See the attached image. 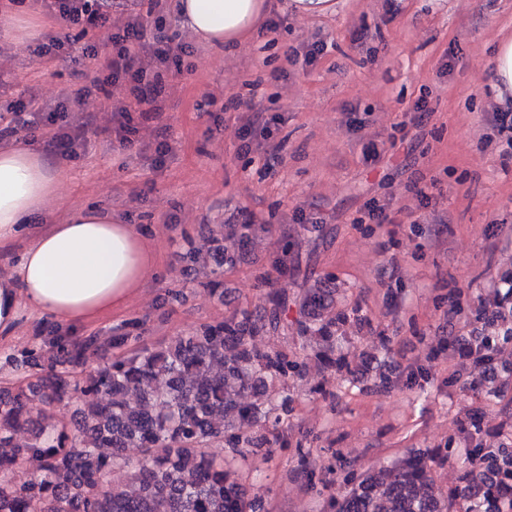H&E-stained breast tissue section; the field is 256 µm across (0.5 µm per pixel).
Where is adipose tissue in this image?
Instances as JSON below:
<instances>
[{
  "label": "adipose tissue",
  "instance_id": "ef3b65f1",
  "mask_svg": "<svg viewBox=\"0 0 512 512\" xmlns=\"http://www.w3.org/2000/svg\"><path fill=\"white\" fill-rule=\"evenodd\" d=\"M268 0H178L195 33L231 45L253 31ZM57 179L34 148L0 152V245L50 197ZM150 256L138 232L107 213L79 211L39 234L7 277L0 278V339L16 329L23 307L65 323H84L122 305L146 277Z\"/></svg>",
  "mask_w": 512,
  "mask_h": 512
}]
</instances>
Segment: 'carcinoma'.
Masks as SVG:
<instances>
[{"mask_svg": "<svg viewBox=\"0 0 512 512\" xmlns=\"http://www.w3.org/2000/svg\"><path fill=\"white\" fill-rule=\"evenodd\" d=\"M248 240L230 231L209 260L191 254L189 262L222 268ZM334 294L305 289L299 350L291 353L256 346L283 326L286 293L153 348L137 346V320L103 341L51 326L40 346L12 358L23 380L0 388V512H265L243 467L258 450L271 460L283 442L288 398L275 406L272 396L303 377L309 356L331 375L348 368L341 342L349 316L332 310ZM106 350L115 357L101 363ZM35 403L69 406L73 427L33 415ZM216 442L231 455L213 453ZM297 456L308 491L321 493L331 474L347 486L329 503L333 512H512V433L506 442L437 448L365 472L339 452L326 467L309 452ZM440 459L463 465L446 491L432 476ZM22 467L33 478L17 484Z\"/></svg>", "mask_w": 512, "mask_h": 512, "instance_id": "1", "label": "carcinoma"}]
</instances>
